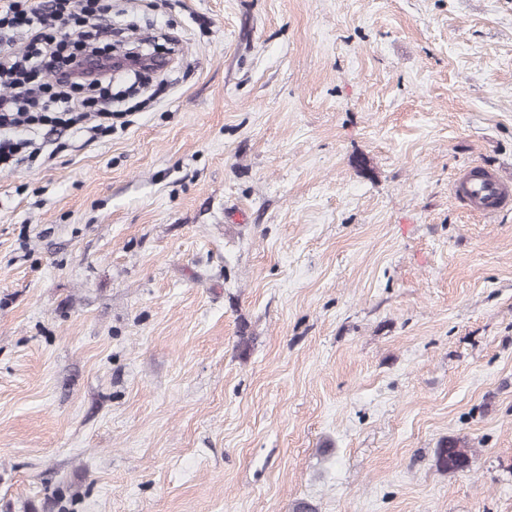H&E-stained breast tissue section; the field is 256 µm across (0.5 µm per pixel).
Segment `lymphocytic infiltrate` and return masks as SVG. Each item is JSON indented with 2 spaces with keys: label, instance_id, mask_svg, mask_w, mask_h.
I'll list each match as a JSON object with an SVG mask.
<instances>
[{
  "label": "lymphocytic infiltrate",
  "instance_id": "lymphocytic-infiltrate-1",
  "mask_svg": "<svg viewBox=\"0 0 512 512\" xmlns=\"http://www.w3.org/2000/svg\"><path fill=\"white\" fill-rule=\"evenodd\" d=\"M51 2L46 11L33 0H0V82L14 89L0 98V166L24 153L38 157L44 146L36 137L46 126L76 129L92 116V137L112 133L111 70L92 78L79 72L89 59H112V33L95 25L109 9L107 0ZM60 20L69 24L70 37L56 35ZM19 33L27 40V51L18 57L10 45ZM51 68L57 72L55 82H42V73Z\"/></svg>",
  "mask_w": 512,
  "mask_h": 512
}]
</instances>
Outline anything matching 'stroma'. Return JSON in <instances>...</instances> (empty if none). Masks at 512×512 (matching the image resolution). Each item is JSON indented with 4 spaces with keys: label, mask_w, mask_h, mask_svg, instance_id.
Segmentation results:
<instances>
[{
    "label": "stroma",
    "mask_w": 512,
    "mask_h": 512,
    "mask_svg": "<svg viewBox=\"0 0 512 512\" xmlns=\"http://www.w3.org/2000/svg\"><path fill=\"white\" fill-rule=\"evenodd\" d=\"M102 23L176 53L0 169V512H512V0ZM457 182L455 194L486 215L503 210L512 198V187L497 173L480 168ZM466 447V442L459 438L442 441L435 451L436 466L448 472L469 470L472 457Z\"/></svg>",
    "instance_id": "35a3bbf8"
}]
</instances>
